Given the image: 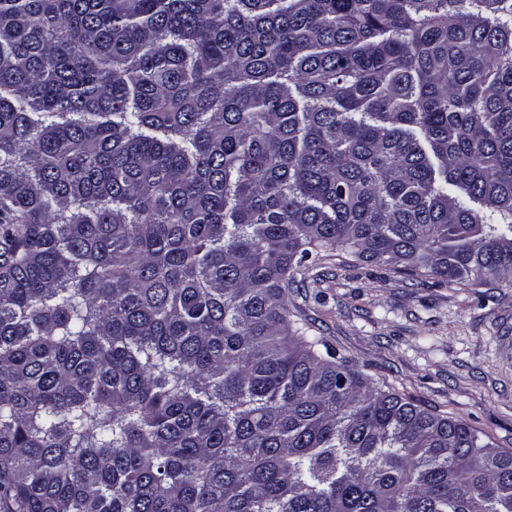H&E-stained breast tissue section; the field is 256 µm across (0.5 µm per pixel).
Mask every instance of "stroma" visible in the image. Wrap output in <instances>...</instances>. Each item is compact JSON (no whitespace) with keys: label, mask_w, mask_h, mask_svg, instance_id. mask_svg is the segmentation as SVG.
Returning a JSON list of instances; mask_svg holds the SVG:
<instances>
[{"label":"stroma","mask_w":512,"mask_h":512,"mask_svg":"<svg viewBox=\"0 0 512 512\" xmlns=\"http://www.w3.org/2000/svg\"><path fill=\"white\" fill-rule=\"evenodd\" d=\"M288 305L372 382L512 451V288L418 285L336 249L309 258Z\"/></svg>","instance_id":"stroma-1"}]
</instances>
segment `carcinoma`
<instances>
[{
	"label": "carcinoma",
	"instance_id": "obj_1",
	"mask_svg": "<svg viewBox=\"0 0 512 512\" xmlns=\"http://www.w3.org/2000/svg\"><path fill=\"white\" fill-rule=\"evenodd\" d=\"M336 247L512 288V0H0V512H512L291 323Z\"/></svg>",
	"mask_w": 512,
	"mask_h": 512
}]
</instances>
